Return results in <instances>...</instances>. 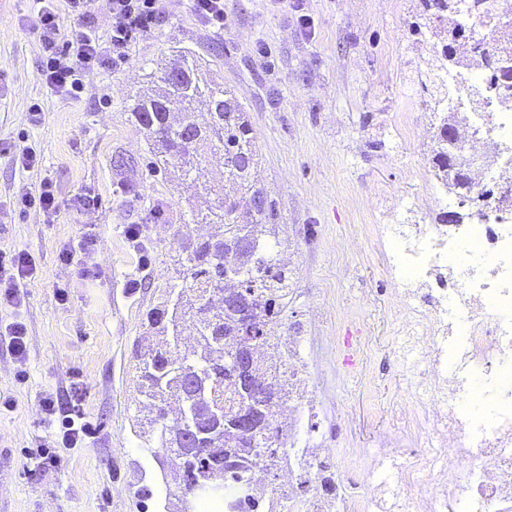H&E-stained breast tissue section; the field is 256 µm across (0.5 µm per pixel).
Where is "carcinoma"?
I'll return each mask as SVG.
<instances>
[{
    "mask_svg": "<svg viewBox=\"0 0 512 512\" xmlns=\"http://www.w3.org/2000/svg\"><path fill=\"white\" fill-rule=\"evenodd\" d=\"M419 13L423 23L416 30L430 29L426 20L444 12L457 16L473 13L471 24H456L462 34L452 45H442L439 63L431 66L432 83L444 88L442 71L449 67L469 68L481 66L490 71L487 83H494L495 73L491 59L502 48V42L485 36L470 35L472 28L483 25L485 0H422ZM159 85L147 95L137 98L131 116L144 129L156 146L154 166H173L180 172L183 183L192 185L191 175L201 165L195 155V146L201 142L214 143V151L207 163L222 170L224 181L232 185L209 188L214 199L204 201V207L191 209L192 216L201 224L212 226V233L205 239L188 241L182 245L183 257L178 262L183 274L190 278L189 286L171 289L161 305L149 316L150 325L160 340L140 354V386L138 392L150 405L157 407L155 420L159 426L139 431L141 450L151 458L160 460V453L170 448H190L182 463L179 489L182 497L194 498L193 512L208 509L215 502H224V496L236 491L240 478L253 465L255 457L247 456L241 449L247 447L252 435L239 433L232 428V418L238 410L234 397L231 372L224 365V336L234 323L231 306H214L211 293L224 291V264L232 257L224 246L232 239L256 234L262 244L258 252L243 260L249 276L260 281L254 299L265 300L272 309L271 317L263 327L256 345L263 346L271 336L276 300L284 297L288 276L278 265L276 254L266 240L269 221L276 216L275 204L267 201L262 212H253L246 201L260 193L251 182V172L257 164V151L252 142L251 129L242 107L218 85H207L199 77V64L193 57L182 56L173 66L161 71ZM460 121V112L444 111L433 157L436 179L458 197L465 196L474 186L475 177L457 183L448 177V152L440 145L448 122ZM184 326L196 331V357L189 359L169 355L174 347L173 336ZM254 373L269 386L267 404L274 403L280 392L279 381L268 368L257 362ZM191 383L190 403L198 409L206 407L217 397L224 399L223 415L206 416L187 414L181 418L185 430L192 438L173 434L176 425L168 424L162 404L175 390Z\"/></svg>",
    "mask_w": 512,
    "mask_h": 512,
    "instance_id": "obj_1",
    "label": "carcinoma"
}]
</instances>
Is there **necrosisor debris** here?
I'll list each match as a JSON object with an SVG mask.
<instances>
[{
    "label": "necrosis or debris",
    "instance_id": "4bbe7bcc",
    "mask_svg": "<svg viewBox=\"0 0 512 512\" xmlns=\"http://www.w3.org/2000/svg\"><path fill=\"white\" fill-rule=\"evenodd\" d=\"M470 224H423L403 243L380 231L403 331L425 357L426 400L405 415L401 448L343 452L316 442L307 337L289 331L288 446L261 458L245 485L277 463L288 472L280 512H512V224L497 206ZM368 457L386 482L358 477Z\"/></svg>",
    "mask_w": 512,
    "mask_h": 512
}]
</instances>
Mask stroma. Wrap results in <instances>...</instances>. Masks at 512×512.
<instances>
[{"instance_id":"stroma-1","label":"stroma","mask_w":512,"mask_h":512,"mask_svg":"<svg viewBox=\"0 0 512 512\" xmlns=\"http://www.w3.org/2000/svg\"><path fill=\"white\" fill-rule=\"evenodd\" d=\"M155 28L121 63L87 74L74 100L50 96L43 54L26 23L37 0H0V143L27 138L41 173L57 186L59 209H36L0 223V254L28 251L37 277L19 312L0 306V324L27 328V379L18 381L0 337V394L15 408L0 415V512H158L144 489L161 486L160 469L136 445L150 413L138 393L137 347L155 342L148 312L166 289L183 285L177 257L187 239L209 235L193 221L189 194L154 167L150 144L130 118L133 97L153 89L177 52L198 58L205 80L222 84L242 106L258 163L251 178L275 201L279 264L291 276L279 302L276 335L289 328L321 337L311 385L335 448H373L401 431L416 407L411 366L421 346L402 335L397 299L377 224H434L442 206H418L436 184L432 147L439 121L423 89L425 59L449 42L413 29L418 0H305L315 35L300 34L275 0H224V28L205 27L183 0H163ZM263 43L266 56L254 52ZM41 102L39 125L28 108ZM165 221L153 218V205ZM138 226L141 237L127 231ZM93 235L81 278L60 252ZM66 287L59 302L56 287ZM371 348L368 377L345 364L337 338ZM95 425L84 447L56 449V463L29 469V450L49 443L39 400L68 402L74 379Z\"/></svg>"}]
</instances>
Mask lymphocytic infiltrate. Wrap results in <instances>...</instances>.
I'll list each match as a JSON object with an SVG mask.
<instances>
[{
	"instance_id": "obj_1",
	"label": "lymphocytic infiltrate",
	"mask_w": 512,
	"mask_h": 512,
	"mask_svg": "<svg viewBox=\"0 0 512 512\" xmlns=\"http://www.w3.org/2000/svg\"><path fill=\"white\" fill-rule=\"evenodd\" d=\"M93 2L42 0L29 20L44 51L40 76L51 96L76 98L83 89L84 75L125 59L136 37L155 26L160 11V0H110L112 26L102 35L88 21ZM67 17L77 23L68 36L62 33V22ZM35 272L36 264L26 251H18L7 260L0 258V303L20 308L25 301L26 281ZM41 415L43 424L52 431L54 447H82L92 434L80 399L63 406L54 398H43Z\"/></svg>"
}]
</instances>
